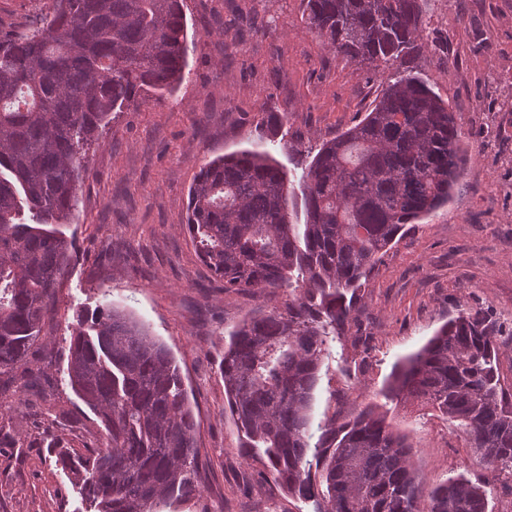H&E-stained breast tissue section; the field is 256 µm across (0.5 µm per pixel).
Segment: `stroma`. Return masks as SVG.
<instances>
[{"label": "stroma", "instance_id": "35a3bbf8", "mask_svg": "<svg viewBox=\"0 0 512 512\" xmlns=\"http://www.w3.org/2000/svg\"><path fill=\"white\" fill-rule=\"evenodd\" d=\"M267 9L271 27L240 20ZM184 11L195 30L188 77L172 96L117 113L80 169V201L61 227L78 256L46 326L51 344L32 351L34 366L48 370L41 398L13 413L24 446L0 450V512H87L50 444L80 452L106 438L59 352L77 317L107 303L169 347L185 378L201 479L178 512H316L320 504L280 488L264 459L240 448L224 410L229 331L283 308L288 291L224 288L183 229L188 190L205 162L254 148L268 112L283 116L269 151L297 175V162L364 117L385 78L365 81L328 50L304 23L302 0H184ZM423 40L416 73L454 112L467 163L448 204L406 225L359 289L349 326L321 365L317 423L348 420L376 402L394 364L464 307L502 324L500 368L512 384V0H428ZM385 410L412 446L418 479L432 485L461 473L490 483L493 512H512V476L482 470L456 423L417 406ZM55 413L66 425L51 424Z\"/></svg>", "mask_w": 512, "mask_h": 512}]
</instances>
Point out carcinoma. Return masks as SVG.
Wrapping results in <instances>:
<instances>
[{
    "mask_svg": "<svg viewBox=\"0 0 512 512\" xmlns=\"http://www.w3.org/2000/svg\"><path fill=\"white\" fill-rule=\"evenodd\" d=\"M305 22L366 75L395 69L364 118L322 142L299 177L305 223H293L285 173L246 149L203 166L186 229L226 290H289L286 308L233 329L220 372L240 447L267 457L275 480L315 496L321 512H491L463 475L430 487L407 437L373 405L321 427L309 444L314 392L329 337L349 322L354 293L404 226L448 203L466 164L456 118L414 75L426 0H303ZM22 31H0V394L41 395L32 348L76 257L55 228L79 199L87 148L114 112L173 94L186 78L181 0H44ZM502 326L462 308L399 361L378 396L459 422L478 463L512 474V388L497 352ZM69 384L107 440L57 463L88 512H166L198 488L196 421L180 369L144 325L109 306L78 320ZM313 460H308V457Z\"/></svg>",
    "mask_w": 512,
    "mask_h": 512,
    "instance_id": "1",
    "label": "carcinoma"
}]
</instances>
